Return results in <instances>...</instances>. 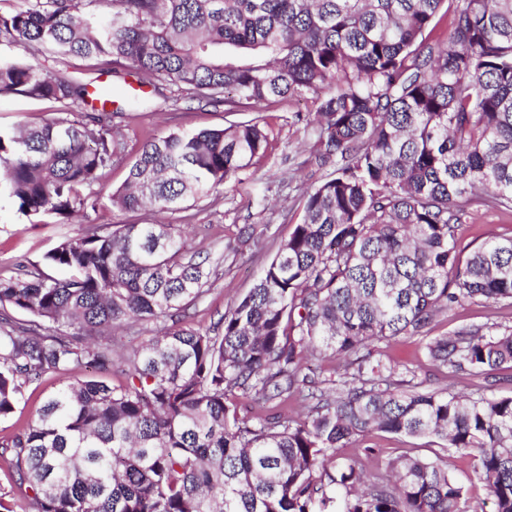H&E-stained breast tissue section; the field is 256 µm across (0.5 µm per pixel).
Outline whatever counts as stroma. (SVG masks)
I'll return each mask as SVG.
<instances>
[{"label":"stroma","mask_w":512,"mask_h":512,"mask_svg":"<svg viewBox=\"0 0 512 512\" xmlns=\"http://www.w3.org/2000/svg\"><path fill=\"white\" fill-rule=\"evenodd\" d=\"M121 132L128 152H136L145 137H159L178 129H221L232 121L223 108L211 107L195 100L165 102L153 86L131 91L121 101ZM311 100L277 99L266 102L262 114L268 124L270 145L256 157L250 167L229 182L219 203L203 198L188 206L185 213L171 221L185 226L186 251L195 261L205 262L215 270L209 290L190 306L184 326L208 328L231 301L246 294L275 255L282 240L303 216L302 193L325 178V171L309 162L310 132L303 122L314 111ZM58 104L22 95L0 96V126L11 128L28 123L42 125L57 119ZM126 164L115 165L103 177L95 192L96 208L71 223L32 224L20 216L10 202L0 203V278L16 275L18 264L37 267L52 277L62 272L47 265L44 256L69 237L90 231L107 233L113 225L149 219L146 211L124 213L112 209L109 198L127 177ZM251 224L262 242L261 249L240 246L238 254L228 253L227 244L236 242L243 225ZM512 236V211L475 204L474 217L461 225L458 247L470 251L488 233ZM499 324L512 326V304L466 302L453 313L438 317L431 333L441 336L460 325ZM383 360L391 362L396 379H427L433 389H449L477 397L483 394L512 395V367L499 371L495 378L482 375L451 377L436 371L430 364L422 341L400 337L377 346ZM63 379L58 375L45 378L39 387L29 388L23 400L8 418L0 420V436L35 418L47 396L55 392ZM437 444L421 438L377 432L365 441L345 448V456L354 458L368 480L388 476L389 462L407 455L431 457L438 453Z\"/></svg>","instance_id":"1"}]
</instances>
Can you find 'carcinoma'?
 <instances>
[{
    "label": "carcinoma",
    "mask_w": 512,
    "mask_h": 512,
    "mask_svg": "<svg viewBox=\"0 0 512 512\" xmlns=\"http://www.w3.org/2000/svg\"><path fill=\"white\" fill-rule=\"evenodd\" d=\"M0 45L133 71L227 112L308 94L310 155L333 168L257 283L204 331L179 316L212 272L167 218L218 200L265 153L259 114L148 139L111 204L156 219L59 243L46 261L62 279L0 278V419L49 375L111 370L115 326L157 328L122 362L125 385L68 380L0 439L36 512H476L445 455L407 457L394 481L360 489L336 450L375 432L475 455L492 512H512V396L402 390L375 349L419 338L455 375L512 364V327L429 336L465 301L512 303V237L457 249L475 198L512 209V0H18L0 13ZM122 93L96 88L100 106L73 119L89 84L1 61L0 95L63 116L0 128V198L66 221L95 204L126 153L112 124ZM306 354L342 359L340 387L302 374ZM303 392L314 404L296 420L237 409L239 393L264 405Z\"/></svg>",
    "instance_id": "carcinoma-1"
}]
</instances>
